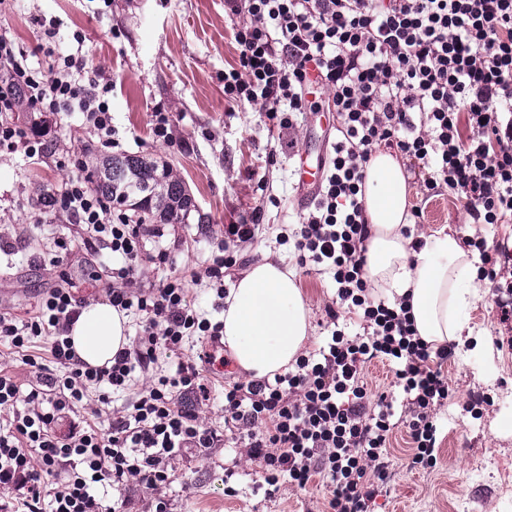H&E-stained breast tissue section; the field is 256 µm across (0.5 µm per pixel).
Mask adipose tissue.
Here are the masks:
<instances>
[{
  "mask_svg": "<svg viewBox=\"0 0 512 512\" xmlns=\"http://www.w3.org/2000/svg\"><path fill=\"white\" fill-rule=\"evenodd\" d=\"M409 196L399 157L377 152L368 165L365 190L372 226L367 251L372 287L390 299L410 296L416 331L431 347L453 342L491 354L490 342L474 332L466 316L478 297L472 282L475 253L443 229L434 231L420 252H413L403 234L409 224ZM225 305L222 340L243 373L261 379L294 366L311 327L293 270L263 257L239 277ZM69 335L78 356L100 366L127 348L128 318L109 304L92 303Z\"/></svg>",
  "mask_w": 512,
  "mask_h": 512,
  "instance_id": "obj_1",
  "label": "adipose tissue"
}]
</instances>
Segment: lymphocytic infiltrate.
<instances>
[{
    "mask_svg": "<svg viewBox=\"0 0 512 512\" xmlns=\"http://www.w3.org/2000/svg\"><path fill=\"white\" fill-rule=\"evenodd\" d=\"M238 50L224 74V99L255 106L273 126L290 128L298 115L328 112L336 136L316 197L291 233L296 264L329 276L336 301L326 313L333 329L293 369L273 378L224 386V428L207 427L199 408L211 399L209 380L179 353L190 337L218 338L222 322L199 318L182 279L140 287L144 263L167 261L150 252L147 225L114 214L111 200L92 192L82 159L55 189L50 209L67 212L91 240L112 253L110 304L140 316L133 348L112 365L92 367L67 337L83 304L68 279L46 293L38 313L16 321L0 312V339L34 368L20 384L0 365V512H109V493L170 484L174 464L190 448L222 444L244 449L264 474L265 494L283 485L306 488L321 477L330 512H372L390 479L396 432L408 438V466L429 470L439 414L456 390L442 364L455 349H438L417 334L409 298L374 299L367 279L371 226L365 216L366 165L388 148L423 171L420 193L448 192L476 224L512 223V0H224ZM81 52L55 54L51 69L15 51L0 33V112H83L102 144L116 145L109 86L84 80ZM324 97L308 100L311 82ZM469 134H462V127ZM262 226L228 224L204 275L226 298V272L236 246ZM480 257L478 278L498 293L501 321L512 320V248L469 238ZM359 320L350 332L341 314ZM49 345V363L28 350ZM178 355L169 372L160 355ZM376 361L393 373L394 391L372 392L365 371ZM135 398L108 430L72 424L88 391L107 405L112 394ZM70 421L68 433L58 426Z\"/></svg>",
    "mask_w": 512,
    "mask_h": 512,
    "instance_id": "lymphocytic-infiltrate-1",
    "label": "lymphocytic infiltrate"
}]
</instances>
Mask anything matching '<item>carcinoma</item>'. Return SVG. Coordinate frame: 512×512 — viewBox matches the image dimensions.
Instances as JSON below:
<instances>
[{
  "instance_id": "cac0c4a2",
  "label": "carcinoma",
  "mask_w": 512,
  "mask_h": 512,
  "mask_svg": "<svg viewBox=\"0 0 512 512\" xmlns=\"http://www.w3.org/2000/svg\"><path fill=\"white\" fill-rule=\"evenodd\" d=\"M96 189L106 197L159 219L162 224H183L192 200L183 182L166 166L138 155L110 156L96 166Z\"/></svg>"
}]
</instances>
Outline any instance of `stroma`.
<instances>
[{"label": "stroma", "instance_id": "1", "mask_svg": "<svg viewBox=\"0 0 512 512\" xmlns=\"http://www.w3.org/2000/svg\"><path fill=\"white\" fill-rule=\"evenodd\" d=\"M60 23L57 47L72 48V34L85 36L83 53L90 76L111 84L109 103L118 147L115 154H135L169 165L179 177L194 208L185 224L162 225L155 247L168 250L163 265L146 264L144 282L182 278L188 298L201 317L218 320L222 311L203 270L215 240L228 224H248L262 208V231L239 246L247 262L266 253L294 262L291 245L281 244L298 222L303 201L296 188L292 156L295 148L318 149L307 122L282 131L263 113L224 99V71L235 65L237 51L224 0H13L0 12V29L9 30L30 59L45 56L41 18ZM168 113L172 140L163 143L153 132V115ZM44 154L33 160L23 153L0 157V310L17 320L31 317L46 288L66 276L78 297L103 303L107 297L100 274L112 261L110 250L85 244L84 230L63 214L48 211L38 198L57 187L70 172L62 148H92L107 155L82 113L47 117ZM276 152V164L267 155ZM272 201L260 204L261 195ZM424 235L449 226L459 239L495 232L512 244V223L488 229L467 223L461 207L448 194L423 203ZM70 250L53 266L57 243ZM296 284L309 311L311 342L324 336L325 308L334 297L325 277L296 272ZM470 324L490 339L512 337V322L499 320L494 296L481 287L469 311ZM443 371L457 397L441 411L445 427L436 450L438 463L428 472L407 469V437L396 432L391 449L393 479L380 490L376 512H512V347L494 350L490 359L457 349ZM260 475L244 453L199 448L175 462L170 485L157 491L128 493L126 512H154L163 499L167 512H327L329 491L322 481L309 489L287 488L268 499L257 492ZM236 488L225 496V485Z\"/></svg>", "mask_w": 512, "mask_h": 512}]
</instances>
